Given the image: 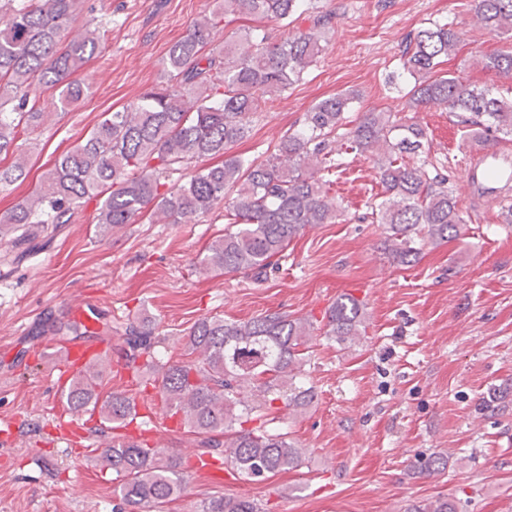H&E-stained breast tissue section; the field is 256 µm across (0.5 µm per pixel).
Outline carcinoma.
Returning <instances> with one entry per match:
<instances>
[{
    "mask_svg": "<svg viewBox=\"0 0 512 512\" xmlns=\"http://www.w3.org/2000/svg\"><path fill=\"white\" fill-rule=\"evenodd\" d=\"M183 39L168 50V79L145 91L123 110L109 113L83 142L64 150L40 185L0 217V241L20 229L45 231L73 222L79 208L99 199L93 217L100 234L132 224L147 209L170 224L224 207L230 227L214 240L195 269L207 275L235 272L258 276L279 264L289 243L310 224H334L345 208L329 195L336 168L334 134L349 137L350 148L373 161L385 198L371 205L372 219L385 225L386 249L409 266L421 246L462 235L465 219L445 177L430 175L418 161L427 143L425 129L391 112H366L351 131L345 114L358 100L348 91L326 97L305 114L300 129L281 138L263 162L227 154L242 140L247 119L300 81L325 50L321 30L334 14L321 12L306 32L275 41L261 22L289 26L304 0H213ZM485 29L512 33V0H474ZM76 0H0V188L24 182L28 157L20 141L44 124L39 87L58 88L57 107L78 102L86 87L73 79L96 53L102 35L86 31L60 47L61 33L75 19ZM230 16L251 22L240 41L211 48L214 33ZM456 32L434 21L420 28L402 54V68L414 79L409 108L442 107L472 118L497 134L512 137V95L478 87L437 67L455 51ZM484 67L512 76V51L488 56ZM217 163L195 169L188 179L162 193L163 180L192 163ZM322 337L353 341L365 331L357 299L342 295L328 308ZM146 320L126 328L124 365L135 390L99 391L108 364L95 362L68 383L63 402L74 416L96 411L105 432L136 424V398H160L163 419L193 436L197 456L233 471L244 481H263L302 464L303 449L273 426L284 404L304 407L315 396L306 382V354L316 340L314 322L269 313L247 321L221 316L198 319L183 337L188 359L163 360L165 337ZM250 392L246 404L241 394ZM112 470V512H163L184 493L189 479L182 461L168 448L151 446L131 432L112 437L98 455ZM200 512H264L262 504L240 496L212 498ZM408 512H458L451 497L438 496Z\"/></svg>",
    "mask_w": 512,
    "mask_h": 512,
    "instance_id": "cac0c4a2",
    "label": "carcinoma"
}]
</instances>
